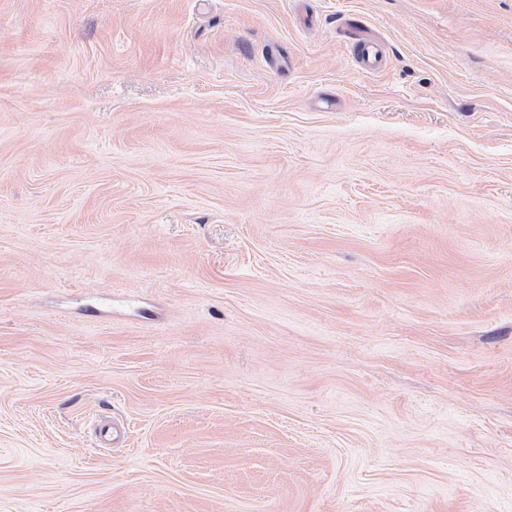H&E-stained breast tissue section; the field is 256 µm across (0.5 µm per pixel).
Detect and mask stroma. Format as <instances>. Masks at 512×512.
<instances>
[{
  "mask_svg": "<svg viewBox=\"0 0 512 512\" xmlns=\"http://www.w3.org/2000/svg\"><path fill=\"white\" fill-rule=\"evenodd\" d=\"M0 512H512V0H0ZM354 50L359 66L367 71H377L383 61V45L377 37L363 32L355 33ZM98 438L101 446L114 448L127 442L126 428L115 420H103L98 427Z\"/></svg>",
  "mask_w": 512,
  "mask_h": 512,
  "instance_id": "obj_1",
  "label": "stroma"
}]
</instances>
